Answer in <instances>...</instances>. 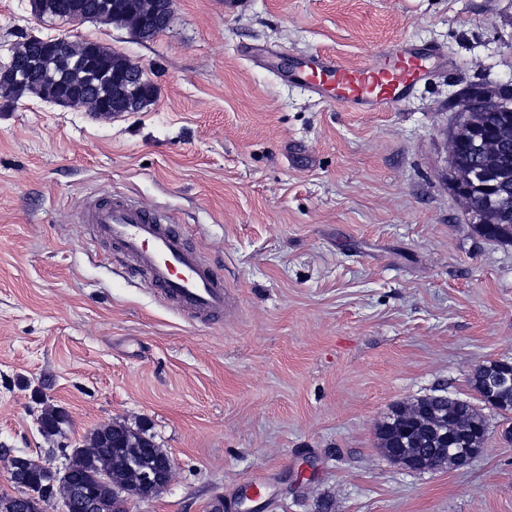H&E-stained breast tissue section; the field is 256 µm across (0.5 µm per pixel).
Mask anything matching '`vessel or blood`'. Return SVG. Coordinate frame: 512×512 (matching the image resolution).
<instances>
[{
    "label": "vessel or blood",
    "instance_id": "1",
    "mask_svg": "<svg viewBox=\"0 0 512 512\" xmlns=\"http://www.w3.org/2000/svg\"><path fill=\"white\" fill-rule=\"evenodd\" d=\"M445 52L401 39L387 44L376 63L347 65L319 51L290 61L280 74L320 100L349 112H385L408 101ZM83 223L118 245L130 268L176 310L197 319L222 317L228 305L224 277L188 247L171 218L113 195L86 207Z\"/></svg>",
    "mask_w": 512,
    "mask_h": 512
}]
</instances>
